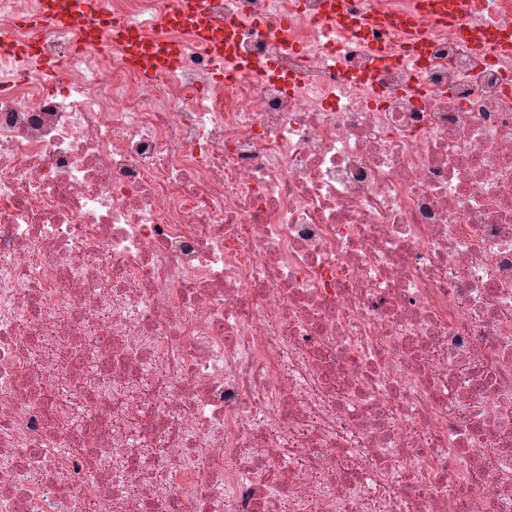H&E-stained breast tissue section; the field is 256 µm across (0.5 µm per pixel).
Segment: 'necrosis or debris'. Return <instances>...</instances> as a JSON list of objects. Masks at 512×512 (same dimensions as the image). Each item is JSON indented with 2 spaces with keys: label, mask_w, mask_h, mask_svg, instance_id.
I'll return each mask as SVG.
<instances>
[{
  "label": "necrosis or debris",
  "mask_w": 512,
  "mask_h": 512,
  "mask_svg": "<svg viewBox=\"0 0 512 512\" xmlns=\"http://www.w3.org/2000/svg\"><path fill=\"white\" fill-rule=\"evenodd\" d=\"M359 3L426 43L206 0L211 88L187 28L150 80L0 47V512H512V57Z\"/></svg>",
  "instance_id": "necrosis-or-debris-1"
}]
</instances>
